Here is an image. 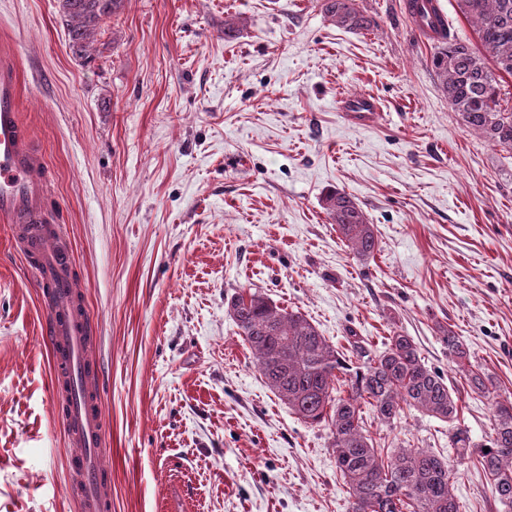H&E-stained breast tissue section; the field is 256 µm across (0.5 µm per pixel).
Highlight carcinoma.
Here are the masks:
<instances>
[{
    "instance_id": "1",
    "label": "carcinoma",
    "mask_w": 512,
    "mask_h": 512,
    "mask_svg": "<svg viewBox=\"0 0 512 512\" xmlns=\"http://www.w3.org/2000/svg\"><path fill=\"white\" fill-rule=\"evenodd\" d=\"M431 2L409 0V13L421 32L439 43L432 66L442 92L467 129L512 150V109L501 98L506 79L512 78V0H457L458 11L475 28V43L451 35ZM60 4L71 46L81 54L122 0ZM322 9L343 29L370 27L355 0H322ZM323 207L357 256L374 257L379 248L374 225L352 195L330 190ZM227 312L278 398L303 422L329 427L336 465L350 490V512H462L453 493L456 471L447 460L415 449L384 456L362 427L364 404L384 422L405 406L458 421L460 397L451 393L440 372L425 365L412 337L395 333L379 354L350 340L348 359L302 313L281 308L257 292L232 296ZM443 341L452 360L465 366L467 350L452 330H443ZM466 377L471 391L492 402L489 444L475 445L458 426L451 445L459 462L476 461L499 500L512 504V396L501 395L479 369L466 370Z\"/></svg>"
}]
</instances>
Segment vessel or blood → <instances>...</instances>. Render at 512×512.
Wrapping results in <instances>:
<instances>
[{"label":"vessel or blood","instance_id":"obj_1","mask_svg":"<svg viewBox=\"0 0 512 512\" xmlns=\"http://www.w3.org/2000/svg\"><path fill=\"white\" fill-rule=\"evenodd\" d=\"M20 82L14 63L0 60V220L10 226L11 244L37 272L43 333L53 350L52 393L57 422L73 454L75 492L82 512H112V485L101 464L107 430L103 401L93 386L97 371L91 345L97 323L85 309L73 252L61 227L45 214L43 157L29 147L20 119Z\"/></svg>","mask_w":512,"mask_h":512}]
</instances>
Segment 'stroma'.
<instances>
[{"mask_svg": "<svg viewBox=\"0 0 512 512\" xmlns=\"http://www.w3.org/2000/svg\"><path fill=\"white\" fill-rule=\"evenodd\" d=\"M404 2L356 0L372 24L349 32L321 0H123L78 55L59 0H0L46 205L99 322L112 512H172L175 487L184 512H349L329 429L278 399L227 312L243 290L341 352L411 336L488 440L491 403L439 336L512 392V150L465 127ZM361 94L381 111L348 117ZM334 188L374 225V258L330 223ZM41 319L0 222V512H80ZM362 417L382 454L456 459L450 423ZM454 493L464 512H512L470 463Z\"/></svg>", "mask_w": 512, "mask_h": 512, "instance_id": "35a3bbf8", "label": "stroma"}]
</instances>
